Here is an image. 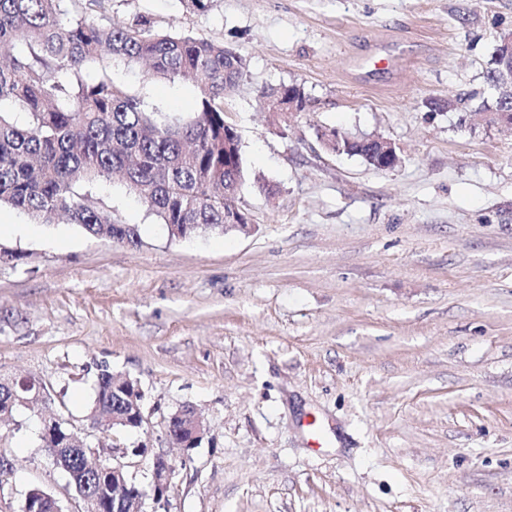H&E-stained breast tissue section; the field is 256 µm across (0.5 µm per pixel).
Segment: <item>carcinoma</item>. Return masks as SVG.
I'll return each instance as SVG.
<instances>
[{"label": "carcinoma", "instance_id": "cac0c4a2", "mask_svg": "<svg viewBox=\"0 0 512 512\" xmlns=\"http://www.w3.org/2000/svg\"><path fill=\"white\" fill-rule=\"evenodd\" d=\"M111 0H0V205L51 224L66 218L87 234L130 247L136 225L112 213L97 184L118 174L129 192L184 235L224 232L245 186L240 148L224 158V90L247 66L224 42L161 31L141 18L105 27ZM144 62L170 80H193L195 109L162 121L116 85L112 59ZM308 105L298 84L262 93L270 112L288 94ZM123 377L97 376L92 410L123 413Z\"/></svg>", "mask_w": 512, "mask_h": 512}]
</instances>
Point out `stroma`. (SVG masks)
I'll return each instance as SVG.
<instances>
[{"mask_svg":"<svg viewBox=\"0 0 512 512\" xmlns=\"http://www.w3.org/2000/svg\"><path fill=\"white\" fill-rule=\"evenodd\" d=\"M108 16L246 60L224 119L252 229L171 239L117 180L103 195L135 248L0 207L17 256L0 262V379L44 389L0 421V512L34 486L69 503L49 415L98 458L173 460L143 512H512V130L467 120L499 95L486 73L512 0H112ZM399 45L406 61L378 65ZM111 73L148 111L194 109L192 82L120 58ZM290 83L307 111H262V91ZM321 127L382 136L400 161L328 151ZM105 367L138 381L142 429L91 428ZM185 406L207 425L187 452L166 436Z\"/></svg>","mask_w":512,"mask_h":512,"instance_id":"stroma-1","label":"stroma"}]
</instances>
